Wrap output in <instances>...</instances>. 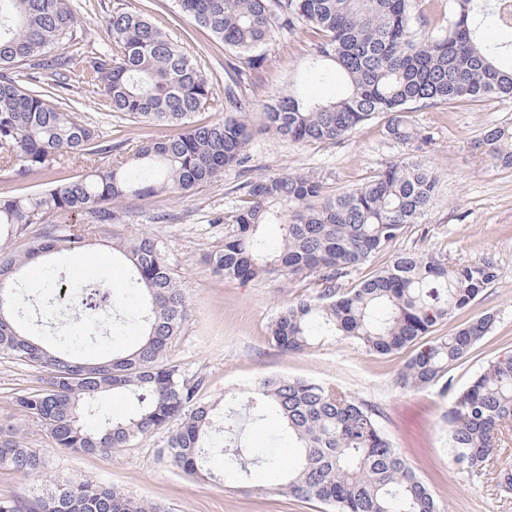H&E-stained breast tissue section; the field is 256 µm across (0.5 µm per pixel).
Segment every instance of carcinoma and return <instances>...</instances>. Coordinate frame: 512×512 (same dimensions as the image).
<instances>
[{"instance_id": "1", "label": "carcinoma", "mask_w": 512, "mask_h": 512, "mask_svg": "<svg viewBox=\"0 0 512 512\" xmlns=\"http://www.w3.org/2000/svg\"><path fill=\"white\" fill-rule=\"evenodd\" d=\"M195 25L224 43L233 58L227 68L241 78L259 70L274 29L303 23L318 35L311 72L325 78L335 66L347 85L336 100L309 99L297 90L274 96L260 112L264 130L293 143H332L379 114L387 133L407 143L421 136L406 113L429 104L512 98V68L497 60L509 45L489 40V28H512V3L453 0L444 32L414 28L420 0H179ZM70 0H0V163L18 179L61 166L67 157L112 152L95 126L56 97L75 80L98 96L105 111L146 125L177 126L184 132L150 139L127 158L44 190L0 197V354L43 373V387L15 396L23 415L41 423L56 449L106 453L125 448L171 422V461L189 473L205 472L215 435L229 432L239 410L276 420L294 441L297 458L281 492L314 501L331 512H441L379 425L375 413L339 387L298 378L264 377L250 398L224 407L219 425L198 400L203 378L188 377L168 361L169 348L187 314L186 288L163 258L158 241L144 234L112 242L146 297L143 332L125 354L95 362L53 352L15 319V290L25 265L76 248L85 235L46 224L56 212L89 214L99 225L119 221L118 206L131 197L186 193L245 166L252 135L250 104L233 86L224 87V119L193 124L214 107L213 84L201 60L144 14L116 6L108 19L112 42L105 50L66 52L78 39ZM26 70L27 80L12 75ZM497 167L512 168V126L485 131ZM437 172L413 159L379 171L365 186L319 205L322 186L295 172L264 176L247 185L243 205L224 215L232 231L207 256L226 280L271 274L292 280L318 277L315 297L278 313L275 344L302 352L313 342L345 338L386 355L428 334L439 322L470 305L500 278L489 258L450 267L429 255L400 253L386 268L342 291L349 269L392 247L405 227L431 205ZM32 224L46 229L25 250L9 236ZM265 224L282 225L272 249L260 237ZM495 314L484 312L450 336L418 352L399 374L406 390L438 383L489 332ZM109 390L129 393L138 404L127 418L104 417L95 429L83 416ZM450 452L462 474L482 473L503 432L512 429V357L497 359L454 393L448 408ZM225 466L248 474V452L222 448ZM0 468L38 475L45 469L39 448H28L13 430L0 429ZM0 512H165L136 502L114 486L80 480L56 486L22 504L0 500Z\"/></svg>"}]
</instances>
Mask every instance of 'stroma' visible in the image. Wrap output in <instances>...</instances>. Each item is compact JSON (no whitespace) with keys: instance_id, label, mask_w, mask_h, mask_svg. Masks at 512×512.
<instances>
[{"instance_id":"35a3bbf8","label":"stroma","mask_w":512,"mask_h":512,"mask_svg":"<svg viewBox=\"0 0 512 512\" xmlns=\"http://www.w3.org/2000/svg\"><path fill=\"white\" fill-rule=\"evenodd\" d=\"M144 10L160 28L181 38L188 50L201 57L215 97H223L229 81L223 43L192 25L178 0H77V29L83 44L103 49L112 38L107 17L118 2ZM315 38L304 26L276 31L265 49L266 61L258 75L238 85L241 97L261 106L274 93L290 86L309 97L334 99L345 91L336 74L316 78L309 70ZM64 98L80 101L81 116L96 126L103 141L120 145L131 155L141 141L173 135L170 126H147L107 116L96 95L73 84ZM409 120L425 135L422 147L403 144L386 133L387 116L380 115L333 143L296 144L267 132H255L247 146L246 167L226 168L223 176L182 194L161 193L131 198L121 205L123 220L99 226L87 215H52L51 223L73 224L88 232L85 246L65 250L49 259L27 264L17 299L22 324L33 329L49 349L72 353L86 361L111 357L133 348L140 338L138 317L144 302L127 283L129 272L113 260L114 239L130 240L149 232L174 277L187 288V316L173 343L170 361L186 374L203 376L201 402L223 412L226 400L242 397L265 376L302 378L341 387L358 401L372 406L393 446L431 489L442 512H512V489L500 483V473L512 471V431L494 450L483 474L458 473L448 448L449 394L433 386L403 390L396 378L405 363L432 338L448 336L485 311L497 322L468 356L448 372L453 389L495 359L512 355V169L492 167L482 142L486 130L512 125V99L463 101L453 106L429 105L415 109ZM415 157L439 175L432 204L417 223L407 225L390 250L350 269L343 287H354L386 267L395 254L426 253L451 266L491 257L500 278L467 308L437 324L431 335L419 337L406 348L379 355L348 340H328L306 351L280 349L271 339L277 314L290 303L315 296L316 276L291 281L269 275L250 281H230L215 275L205 257L224 243L228 231L224 214L238 208L250 181L262 176L302 172L314 176L327 198L364 186L386 166ZM85 157L72 156L62 168L16 180L0 167V195L38 191L50 182L84 174ZM97 254L110 256L108 275L91 266L75 274L73 262ZM101 305L93 310L76 303L61 307L62 283L85 288L105 285ZM37 367L0 355V426H12L30 448L46 451L43 476H26L0 469V500L32 497L38 488L88 479L120 488L130 498L155 503L165 512H323L322 505L301 502L280 493L284 465L257 463L248 477L225 471L221 455H212L211 477L189 474L167 460L171 434L162 429L130 447L105 454L52 448L46 430L22 415L13 403L15 393L40 388ZM242 444L259 455L281 457L287 438L269 420L244 423Z\"/></svg>"}]
</instances>
